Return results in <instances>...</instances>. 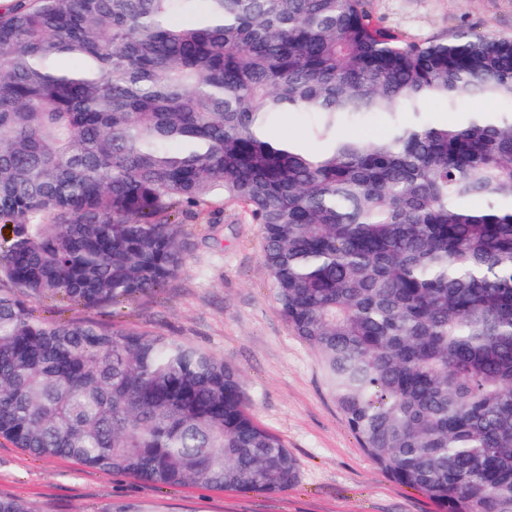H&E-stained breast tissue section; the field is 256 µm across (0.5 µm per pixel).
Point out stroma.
<instances>
[{
	"mask_svg": "<svg viewBox=\"0 0 512 512\" xmlns=\"http://www.w3.org/2000/svg\"><path fill=\"white\" fill-rule=\"evenodd\" d=\"M385 23L429 37L463 23L512 36V0H371ZM193 241L185 267L150 301L118 308L117 320L163 332L224 357L240 372L256 420L296 458L298 483L262 494L193 483L154 490L74 459H39L0 437V496L37 512H111L117 502L154 500L167 512H433L420 493L382 473L349 432L323 385L316 357L276 308L262 238L222 199L183 220Z\"/></svg>",
	"mask_w": 512,
	"mask_h": 512,
	"instance_id": "1",
	"label": "stroma"
}]
</instances>
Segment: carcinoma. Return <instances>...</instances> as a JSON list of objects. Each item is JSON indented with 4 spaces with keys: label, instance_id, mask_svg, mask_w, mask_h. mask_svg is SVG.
<instances>
[{
    "label": "carcinoma",
    "instance_id": "cac0c4a2",
    "mask_svg": "<svg viewBox=\"0 0 512 512\" xmlns=\"http://www.w3.org/2000/svg\"><path fill=\"white\" fill-rule=\"evenodd\" d=\"M512 36L430 38L369 0H17L0 13V436L155 489L299 478L236 367L48 321L154 297L183 217L260 226L277 309L365 453L435 512H512ZM313 118L312 148L272 140ZM370 119L366 139L339 134ZM510 101L488 102L482 99H474L468 105L458 109L456 112H447V109L440 104L431 107L430 118L434 122L460 123L466 120L467 112H511ZM270 137L274 139L296 137L303 141H308L307 118L301 115L288 114L281 122L271 126L268 129ZM37 305L39 306L42 316L51 320L64 322L83 315L81 308L72 307L61 310L59 304L51 299H45Z\"/></svg>",
    "mask_w": 512,
    "mask_h": 512
}]
</instances>
